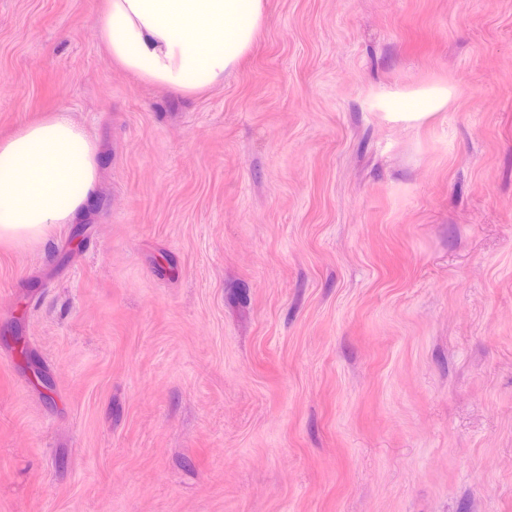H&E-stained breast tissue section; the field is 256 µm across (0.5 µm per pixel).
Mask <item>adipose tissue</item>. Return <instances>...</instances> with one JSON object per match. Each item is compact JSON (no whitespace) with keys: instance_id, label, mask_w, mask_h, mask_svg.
Masks as SVG:
<instances>
[{"instance_id":"adipose-tissue-1","label":"adipose tissue","mask_w":512,"mask_h":512,"mask_svg":"<svg viewBox=\"0 0 512 512\" xmlns=\"http://www.w3.org/2000/svg\"><path fill=\"white\" fill-rule=\"evenodd\" d=\"M266 0H106L99 20L111 59L183 93L213 87L250 51ZM95 142L67 113L0 141V244L34 246L73 223L98 180Z\"/></svg>"}]
</instances>
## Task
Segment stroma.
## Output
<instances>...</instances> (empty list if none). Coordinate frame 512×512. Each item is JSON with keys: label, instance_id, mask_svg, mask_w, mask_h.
<instances>
[{"label": "stroma", "instance_id": "1", "mask_svg": "<svg viewBox=\"0 0 512 512\" xmlns=\"http://www.w3.org/2000/svg\"><path fill=\"white\" fill-rule=\"evenodd\" d=\"M105 4L0 0V140L100 153L0 245V512H512V0H266L193 94ZM408 94L419 99L420 108L415 112H398L395 115L397 118L413 123H420L447 108L451 100V93L447 86L425 87L409 93H393L392 96L394 101H398Z\"/></svg>", "mask_w": 512, "mask_h": 512}]
</instances>
